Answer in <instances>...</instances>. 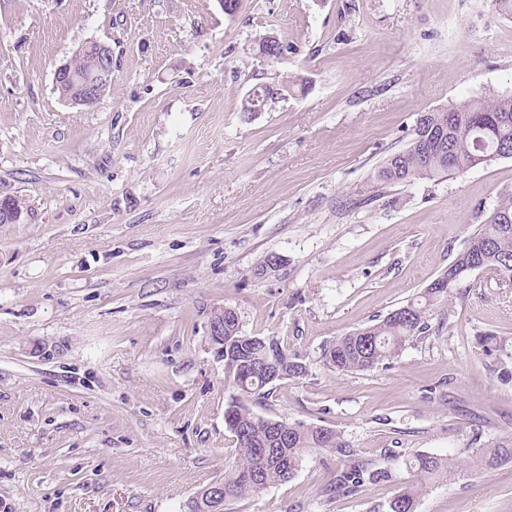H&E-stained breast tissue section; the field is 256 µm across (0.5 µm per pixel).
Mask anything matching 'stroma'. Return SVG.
Here are the masks:
<instances>
[{
	"mask_svg": "<svg viewBox=\"0 0 512 512\" xmlns=\"http://www.w3.org/2000/svg\"><path fill=\"white\" fill-rule=\"evenodd\" d=\"M286 48L275 61L258 42ZM112 50L101 104L54 71ZM303 92L242 113L260 83ZM512 95V17L497 0H0V512H186L235 457L215 309L306 364L257 414L324 426L388 478L353 495L307 455L294 478L226 512H385L414 454L457 474L416 512H512V282L465 275L440 333L353 373L337 337L416 298L512 197V158L378 187L421 112ZM276 271L260 272L268 255ZM502 340L489 351L482 338ZM508 462H512V437L500 440L494 448L481 451L473 459L474 466L485 470L495 469Z\"/></svg>",
	"mask_w": 512,
	"mask_h": 512,
	"instance_id": "stroma-1",
	"label": "stroma"
}]
</instances>
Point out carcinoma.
<instances>
[{"label": "carcinoma", "mask_w": 512, "mask_h": 512, "mask_svg": "<svg viewBox=\"0 0 512 512\" xmlns=\"http://www.w3.org/2000/svg\"><path fill=\"white\" fill-rule=\"evenodd\" d=\"M71 70L91 77L98 73L99 62L90 55L76 56ZM298 86H304L300 79L260 84L254 96L242 101L241 111L264 108ZM506 150L512 152V96L470 97L420 113L410 144L389 156L375 178L387 184L432 180L500 159ZM471 263L512 281V199L502 201L490 222L471 234L465 249L441 277ZM456 283L454 279L446 287L430 285L416 299L378 322L336 338L324 349V362L339 372H354L394 358L407 344L429 334L434 310L448 303ZM224 344L225 359L231 362L225 380L234 391L224 410V423L226 428L237 430L235 458L220 481L224 501H239L270 485L288 482L304 456L312 451H328L344 458L345 469L330 484L338 493H356L366 482L388 477L387 472L371 470L361 463L355 450L336 431L283 420L273 426L271 420L255 414L245 404L267 396L271 382L263 371L268 364L278 363L286 379L307 373L306 364L288 354L279 340L243 334L238 315L230 308L224 311ZM508 462H512V437L473 459L474 466L485 470ZM454 467V460L448 456L417 453L408 461V469L422 485L448 477ZM418 496V486L411 484L388 502L386 512H416Z\"/></svg>", "instance_id": "obj_1"}]
</instances>
